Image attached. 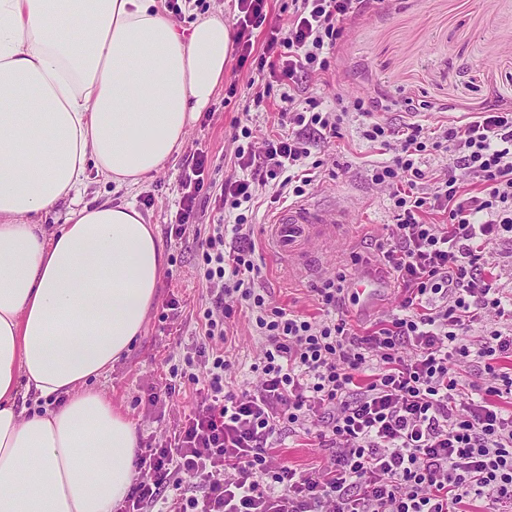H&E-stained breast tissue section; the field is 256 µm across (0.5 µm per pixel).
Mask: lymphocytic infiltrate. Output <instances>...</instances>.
<instances>
[{
    "mask_svg": "<svg viewBox=\"0 0 512 512\" xmlns=\"http://www.w3.org/2000/svg\"><path fill=\"white\" fill-rule=\"evenodd\" d=\"M267 0H237V66L275 60L287 87L278 114L287 133L265 135V151L237 147L238 174L214 186L205 159L188 163L184 194L166 234L195 224L200 193L220 188L225 210L199 244L207 304L202 333L172 380L198 399L172 441L138 454L139 476L121 512H486L512 505V294L486 259L512 245V111L488 109L437 128L368 123L363 136L389 157L371 181L387 192L394 222L376 247L399 289L398 303L359 332L344 310L345 269L312 288L309 317L274 305L262 286L246 207L257 186L273 201L301 197L318 169L314 139L338 137L332 113L302 98L299 77L328 73L344 23L366 0H291L262 51L254 29ZM445 156L442 173L426 155ZM446 215L443 224L423 214ZM246 308L260 357L255 381L238 382L224 346ZM483 366L474 379L457 364ZM328 450L301 470L272 455L282 435Z\"/></svg>",
    "mask_w": 512,
    "mask_h": 512,
    "instance_id": "1",
    "label": "lymphocytic infiltrate"
}]
</instances>
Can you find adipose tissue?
Here are the masks:
<instances>
[{"instance_id": "1", "label": "adipose tissue", "mask_w": 512, "mask_h": 512, "mask_svg": "<svg viewBox=\"0 0 512 512\" xmlns=\"http://www.w3.org/2000/svg\"><path fill=\"white\" fill-rule=\"evenodd\" d=\"M233 36L220 15L180 31L159 0H0V512H115L137 476L136 428L90 382L128 354L167 256L134 204L81 191L179 151Z\"/></svg>"}]
</instances>
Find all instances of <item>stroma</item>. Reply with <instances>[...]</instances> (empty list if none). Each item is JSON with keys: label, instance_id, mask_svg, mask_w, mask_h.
I'll return each instance as SVG.
<instances>
[{"label": "stroma", "instance_id": "stroma-1", "mask_svg": "<svg viewBox=\"0 0 512 512\" xmlns=\"http://www.w3.org/2000/svg\"><path fill=\"white\" fill-rule=\"evenodd\" d=\"M331 69L325 80L316 73L303 77L309 95L327 109L335 108L340 95L375 99L379 109L371 118L380 123L418 121L436 127L472 111L512 102V0H370L362 13L346 22ZM258 76L252 67L229 68L223 86L190 127L180 152L158 173L130 190L91 182L83 201L108 195L116 203H133L149 223L166 231L178 208L180 177L193 155L205 156L211 180L220 185L234 169V119L248 114L261 129H277L282 89L274 87L265 106L254 107L246 85ZM232 83L237 86L233 95L228 92ZM362 124V117L345 116L335 142L314 148L321 166L306 197L323 206L345 207L351 214V223L337 225L335 240L326 244L335 255L327 270L336 272L356 257L361 269L377 277L380 292L374 310L365 313L357 305L346 306L356 323L367 326L396 304L398 290L375 249L376 238L386 234L393 218L385 194L370 180L381 155L376 144L362 137ZM272 214L269 200L264 199L252 215L263 285L278 306L315 313L310 289L320 275L312 267L304 272L289 268L287 258L278 254L266 234ZM165 250L170 263L155 307L129 353L98 382L134 422L145 445L161 443L195 400L192 388L184 385L158 407L145 404L148 393H164L170 366L197 336L198 309L206 296L194 233L166 243ZM173 296L181 302L180 314L168 319L164 305Z\"/></svg>", "mask_w": 512, "mask_h": 512}]
</instances>
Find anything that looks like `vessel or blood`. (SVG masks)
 <instances>
[{
	"mask_svg": "<svg viewBox=\"0 0 512 512\" xmlns=\"http://www.w3.org/2000/svg\"><path fill=\"white\" fill-rule=\"evenodd\" d=\"M344 212L326 209L312 203L288 205L273 215L269 237L281 255L288 260H311L321 244L333 236L337 225L347 223ZM351 293L358 305L369 306L377 292L371 277L355 273L351 282Z\"/></svg>",
	"mask_w": 512,
	"mask_h": 512,
	"instance_id": "obj_1",
	"label": "vessel or blood"
}]
</instances>
